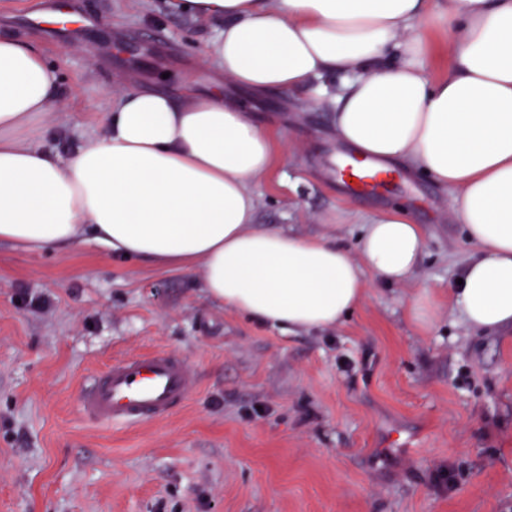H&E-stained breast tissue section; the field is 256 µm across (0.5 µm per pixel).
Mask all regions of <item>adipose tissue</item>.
<instances>
[{"mask_svg":"<svg viewBox=\"0 0 512 512\" xmlns=\"http://www.w3.org/2000/svg\"><path fill=\"white\" fill-rule=\"evenodd\" d=\"M217 24L207 51L251 93L305 95L341 75L330 100L356 154L457 188L475 251L449 294L478 330L512 327V0H448V73L426 77L417 27L428 0H169ZM59 69L34 42L0 33V243L29 252L93 241L165 269L200 267L212 299L273 328L337 324L367 275L409 279L425 235L396 209L355 248L255 228L251 179L274 138L220 89L128 87L68 160L31 138L58 98Z\"/></svg>","mask_w":512,"mask_h":512,"instance_id":"obj_1","label":"adipose tissue"}]
</instances>
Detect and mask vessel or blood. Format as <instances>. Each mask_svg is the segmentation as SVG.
<instances>
[{
  "mask_svg": "<svg viewBox=\"0 0 512 512\" xmlns=\"http://www.w3.org/2000/svg\"><path fill=\"white\" fill-rule=\"evenodd\" d=\"M336 173L352 194L392 184L396 175L374 162L342 160ZM196 384L193 366L157 351L122 359L96 373L81 389L79 409L98 426L136 427L168 418Z\"/></svg>",
  "mask_w": 512,
  "mask_h": 512,
  "instance_id": "1",
  "label": "vessel or blood"
}]
</instances>
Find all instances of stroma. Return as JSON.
<instances>
[{
	"label": "stroma",
	"mask_w": 512,
	"mask_h": 512,
	"mask_svg": "<svg viewBox=\"0 0 512 512\" xmlns=\"http://www.w3.org/2000/svg\"><path fill=\"white\" fill-rule=\"evenodd\" d=\"M85 32L37 35L61 74L37 146L67 157L126 83L162 75L210 86L213 26L164 0H66ZM444 0L420 28L429 78L448 69ZM301 98L239 94L274 136L273 172L250 180L256 225L353 245L404 208L425 232L410 281L368 277L342 323L287 332L206 295L202 271L122 262L101 245L30 253L0 244V512H512V329L480 332L442 303L407 315L416 284L447 294L473 251L458 189L402 169L349 195L330 172L354 158L336 136L325 76ZM164 351L198 384L167 419L105 430L77 406L82 384L124 356ZM408 442L390 444L391 433Z\"/></svg>",
	"instance_id": "1"
}]
</instances>
